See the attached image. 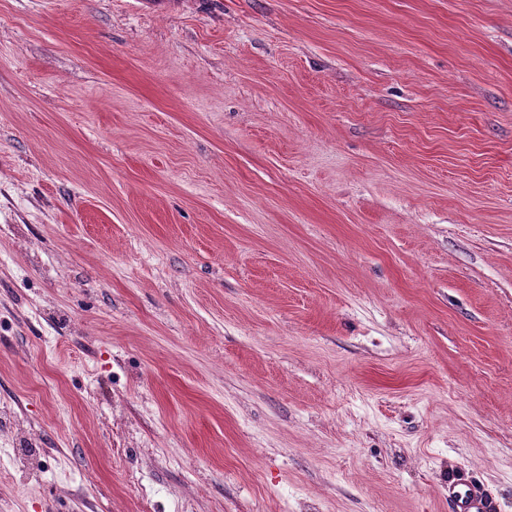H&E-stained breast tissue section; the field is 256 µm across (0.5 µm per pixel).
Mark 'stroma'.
Returning a JSON list of instances; mask_svg holds the SVG:
<instances>
[{"label": "stroma", "instance_id": "35a3bbf8", "mask_svg": "<svg viewBox=\"0 0 512 512\" xmlns=\"http://www.w3.org/2000/svg\"><path fill=\"white\" fill-rule=\"evenodd\" d=\"M512 512V0H0V512ZM448 503L453 512H482L485 508L482 492L461 479L448 484Z\"/></svg>", "mask_w": 512, "mask_h": 512}]
</instances>
